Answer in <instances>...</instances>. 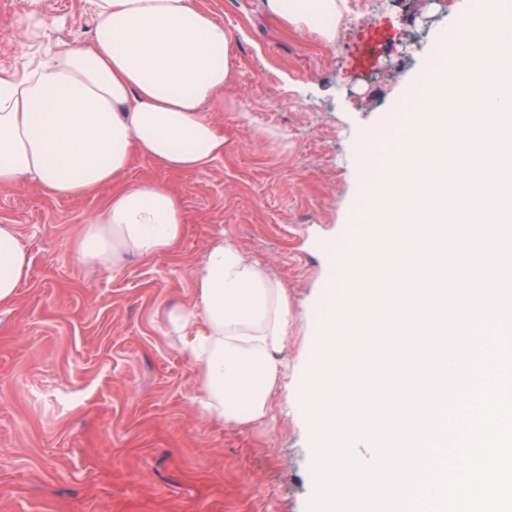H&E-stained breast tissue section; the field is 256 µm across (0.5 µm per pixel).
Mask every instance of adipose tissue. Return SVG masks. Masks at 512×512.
Wrapping results in <instances>:
<instances>
[{
    "label": "adipose tissue",
    "mask_w": 512,
    "mask_h": 512,
    "mask_svg": "<svg viewBox=\"0 0 512 512\" xmlns=\"http://www.w3.org/2000/svg\"><path fill=\"white\" fill-rule=\"evenodd\" d=\"M86 41L63 44L19 79L0 78V187L32 181L82 198L111 188L79 230L88 263L117 267L127 255L159 258L185 233L181 198L166 185L127 183L135 157L167 170H206L224 135L204 111L231 81L233 33L193 0H91ZM283 25L333 42L341 0H263ZM31 270L17 228L0 224V306ZM196 306L169 313L199 371L205 413L228 425L266 418L284 374L288 295L232 242L206 252Z\"/></svg>",
    "instance_id": "obj_1"
}]
</instances>
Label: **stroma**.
Here are the masks:
<instances>
[{"label": "stroma", "mask_w": 512, "mask_h": 512, "mask_svg": "<svg viewBox=\"0 0 512 512\" xmlns=\"http://www.w3.org/2000/svg\"><path fill=\"white\" fill-rule=\"evenodd\" d=\"M234 36L233 76L210 112L224 155L194 174L136 157L125 181L182 199L187 233L163 258L104 270L73 233L110 188L79 200L35 184L0 188L32 266L0 306V512H309L316 488L300 401L332 275L327 242L360 221L365 141L397 121L426 59L477 0H344L333 43L284 27L262 0H196ZM391 21L386 70L361 81L348 53ZM89 0H0V77H19L60 43L87 40ZM286 286L285 364L263 421L207 416L198 369L169 312L195 301L219 240Z\"/></svg>", "instance_id": "35a3bbf8"}]
</instances>
